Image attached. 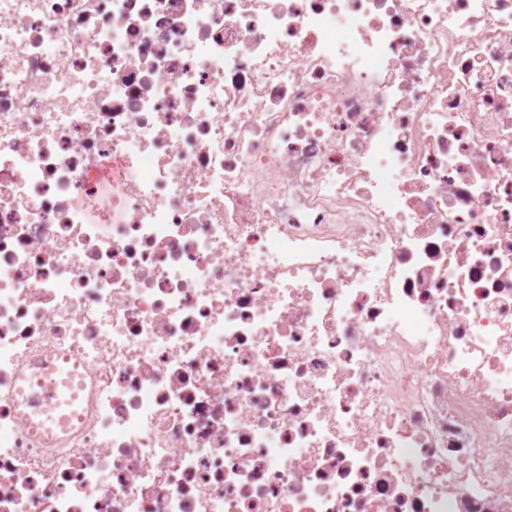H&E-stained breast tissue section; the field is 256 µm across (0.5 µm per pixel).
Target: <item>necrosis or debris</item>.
<instances>
[{"label": "necrosis or debris", "mask_w": 512, "mask_h": 512, "mask_svg": "<svg viewBox=\"0 0 512 512\" xmlns=\"http://www.w3.org/2000/svg\"><path fill=\"white\" fill-rule=\"evenodd\" d=\"M0 512H512V0H0ZM36 378L30 391L38 402L34 412L46 421L54 422L62 406L70 404V401L62 398V386L66 384L67 377L55 365L48 364L36 374Z\"/></svg>", "instance_id": "necrosis-or-debris-1"}]
</instances>
